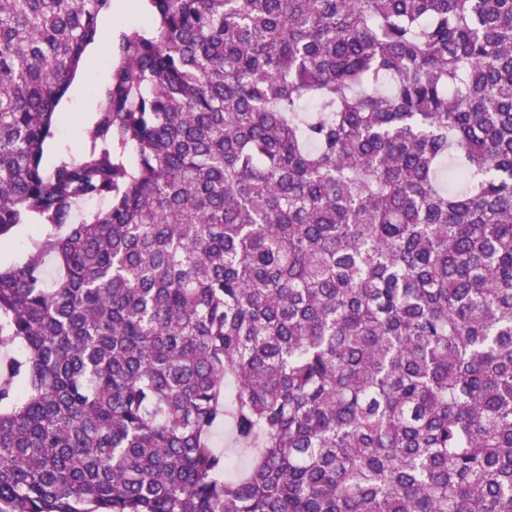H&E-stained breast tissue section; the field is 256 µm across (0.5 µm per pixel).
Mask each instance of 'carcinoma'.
<instances>
[{
    "instance_id": "1",
    "label": "carcinoma",
    "mask_w": 512,
    "mask_h": 512,
    "mask_svg": "<svg viewBox=\"0 0 512 512\" xmlns=\"http://www.w3.org/2000/svg\"><path fill=\"white\" fill-rule=\"evenodd\" d=\"M109 2L0 0V512H512V0H149L46 168ZM114 41V42H113ZM117 42L116 34L111 36L105 49V57L100 61H92L87 57L84 66L79 70L75 81H81L84 92L73 96L70 85L59 105L60 112H65L64 123L56 127L54 136L47 142L44 149L43 165L47 168L55 165L62 158H74L85 149L88 131L92 128L97 112L98 91L104 87L109 78V59L112 47ZM64 104L70 108L65 109ZM40 224H19L14 231L0 239V264L2 267L22 263L34 238L44 235Z\"/></svg>"
}]
</instances>
